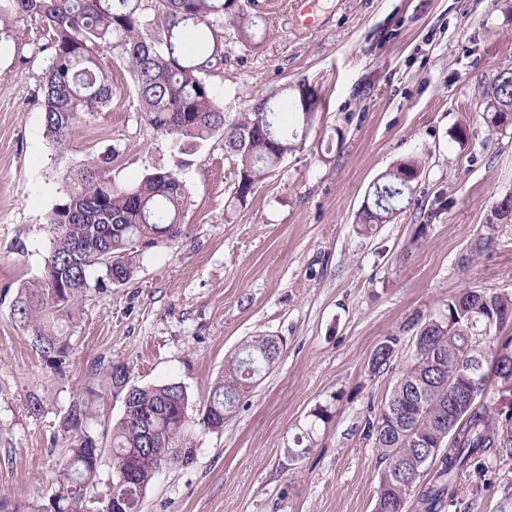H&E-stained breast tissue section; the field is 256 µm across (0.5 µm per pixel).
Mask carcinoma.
<instances>
[{
	"label": "carcinoma",
	"mask_w": 512,
	"mask_h": 512,
	"mask_svg": "<svg viewBox=\"0 0 512 512\" xmlns=\"http://www.w3.org/2000/svg\"><path fill=\"white\" fill-rule=\"evenodd\" d=\"M0 24L12 14L40 19L49 30L44 71V133L59 152L67 150L80 120L107 109L115 94L112 71L99 58L110 44L133 77L144 122L172 146L184 150L215 136L233 157L238 179L232 199L244 205L260 179L301 147L298 127L306 128L323 103L305 84L285 86L279 100L252 99L247 112L229 120L207 80L224 66L228 39L244 51L258 49L263 17L251 0H6ZM489 126H500V112L512 106V71L499 74L483 92ZM115 153L106 149L72 164L69 189L47 215L50 253L43 278L18 288L15 321L29 333L47 365L56 369L69 356L67 328L77 320L88 289L124 285L144 255L174 245L184 233L182 218L189 191L180 172L145 174L132 186L112 184ZM399 164L382 174L370 206L359 221L369 229L390 223L415 196L408 170ZM499 224L512 221V197L493 206ZM448 317L429 328L414 345L412 364L384 405L366 421L384 464L374 512H406L418 479H430L421 496L424 512H439L458 492V482L473 466L489 459L512 460V421L474 399L452 406L453 386L467 355L492 369L499 348L512 350V296L466 290L448 300ZM279 347L266 336L245 342L224 368L202 408L179 383L130 384L122 363L98 362L89 378L123 403L109 445L90 430L98 395L89 387L74 398L59 420L69 453L58 470L60 490L39 512H90L86 496L96 484L104 448L112 453L108 491L101 512H140L146 489L160 468L193 459V432L219 430L262 370L275 363ZM330 420L315 408L306 431L288 454L310 451L304 441Z\"/></svg>",
	"instance_id": "1"
}]
</instances>
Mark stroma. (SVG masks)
<instances>
[{"label": "stroma", "mask_w": 512, "mask_h": 512, "mask_svg": "<svg viewBox=\"0 0 512 512\" xmlns=\"http://www.w3.org/2000/svg\"><path fill=\"white\" fill-rule=\"evenodd\" d=\"M273 2L257 51L228 45L215 94L235 117L254 95L302 81L324 107L243 206L230 200L238 170L222 139L171 148L143 121L113 48L101 54L110 107L58 152L43 133L44 32L14 16L0 35V512H37L56 493L68 446L59 417L95 361L127 364L135 385L181 383L200 407L256 336L280 337L278 359L222 429L195 432L191 463L159 470L141 512H373L382 465L365 424L411 362L414 322L444 318L468 289L512 295V224L489 225L493 203L512 195V127L490 130L482 97L512 70V0H309V27L294 0ZM107 148L124 186L180 172L185 231L127 284L85 294L54 371L12 302L43 274L66 169ZM408 161L421 167L415 202L364 231L372 184ZM389 336L393 359L372 372ZM31 391L41 415L26 409ZM320 405L329 423L290 458ZM442 512H512V461L470 471Z\"/></svg>", "instance_id": "stroma-1"}]
</instances>
